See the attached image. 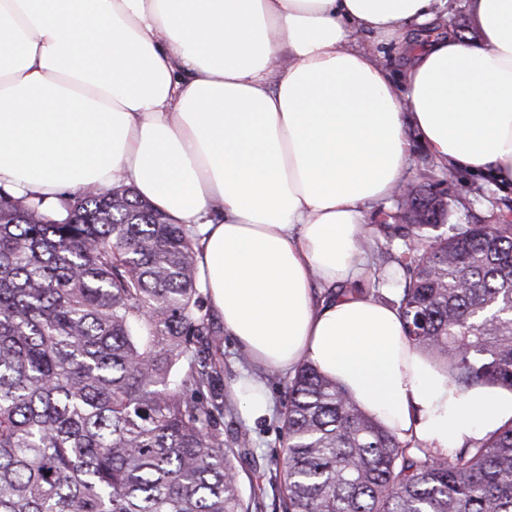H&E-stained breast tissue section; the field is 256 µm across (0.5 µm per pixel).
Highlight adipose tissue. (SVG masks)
Returning a JSON list of instances; mask_svg holds the SVG:
<instances>
[{
  "label": "adipose tissue",
  "mask_w": 512,
  "mask_h": 512,
  "mask_svg": "<svg viewBox=\"0 0 512 512\" xmlns=\"http://www.w3.org/2000/svg\"><path fill=\"white\" fill-rule=\"evenodd\" d=\"M0 0V187L118 184L195 234L208 305L252 364L317 368L401 438L445 451L512 417L457 396L362 277L366 213L414 127L446 172L512 186V0ZM373 37L374 46L354 35ZM407 58L398 79L377 45ZM248 422L266 385H232Z\"/></svg>",
  "instance_id": "adipose-tissue-1"
}]
</instances>
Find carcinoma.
Returning <instances> with one entry per match:
<instances>
[{
	"instance_id": "1",
	"label": "carcinoma",
	"mask_w": 512,
	"mask_h": 512,
	"mask_svg": "<svg viewBox=\"0 0 512 512\" xmlns=\"http://www.w3.org/2000/svg\"><path fill=\"white\" fill-rule=\"evenodd\" d=\"M379 266L412 347L459 395L512 392V221L451 224L402 185ZM196 242L131 187L0 191V512H251L224 440L223 342ZM279 512H512V418L414 446L304 365L282 416Z\"/></svg>"
}]
</instances>
